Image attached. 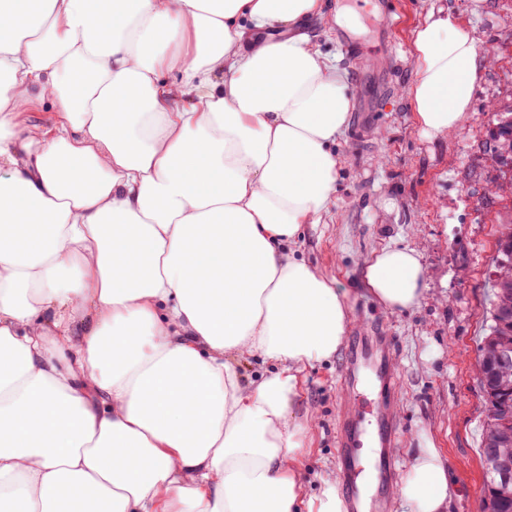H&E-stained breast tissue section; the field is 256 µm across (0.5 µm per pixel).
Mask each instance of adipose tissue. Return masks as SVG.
<instances>
[{
    "mask_svg": "<svg viewBox=\"0 0 512 512\" xmlns=\"http://www.w3.org/2000/svg\"><path fill=\"white\" fill-rule=\"evenodd\" d=\"M325 7L0 0V512H342L334 480L306 494L291 412L349 325L292 250L336 191L351 107L295 31ZM411 40L416 123L449 136L478 42L444 10ZM49 94L50 125H22ZM427 279L414 246L363 266L390 313ZM245 356L272 368L245 379ZM452 489L428 446L394 491L447 512Z\"/></svg>",
    "mask_w": 512,
    "mask_h": 512,
    "instance_id": "1",
    "label": "adipose tissue"
}]
</instances>
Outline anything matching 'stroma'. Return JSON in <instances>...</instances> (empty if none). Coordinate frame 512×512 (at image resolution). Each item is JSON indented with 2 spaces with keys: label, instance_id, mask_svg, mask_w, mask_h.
<instances>
[{
  "label": "stroma",
  "instance_id": "1",
  "mask_svg": "<svg viewBox=\"0 0 512 512\" xmlns=\"http://www.w3.org/2000/svg\"><path fill=\"white\" fill-rule=\"evenodd\" d=\"M399 20L390 27L395 53L386 63L388 86L375 111L362 108L359 63L341 43L335 24L305 20L303 32L336 55L354 89L345 133L337 147L336 193L320 223L305 225L299 256L334 278L349 303L347 336H385L382 358L396 385L381 388L362 370L356 389L342 377L347 345L307 369L293 411L316 414L305 436L303 475L310 493L320 480L340 479L338 449L345 413L359 408L364 433L372 431L370 403L387 408L398 432L394 472L412 461L409 434L442 448L455 486L450 512H481L480 458L485 404L477 363L485 333L495 251L502 224L512 222V199L496 194L502 179L491 132L512 108V0H390ZM452 11L472 28L488 63L478 74L465 123L454 134L425 138L408 103L413 77L411 31L430 8ZM419 246L429 271L419 305L384 312L366 294L360 270L371 250Z\"/></svg>",
  "mask_w": 512,
  "mask_h": 512
}]
</instances>
